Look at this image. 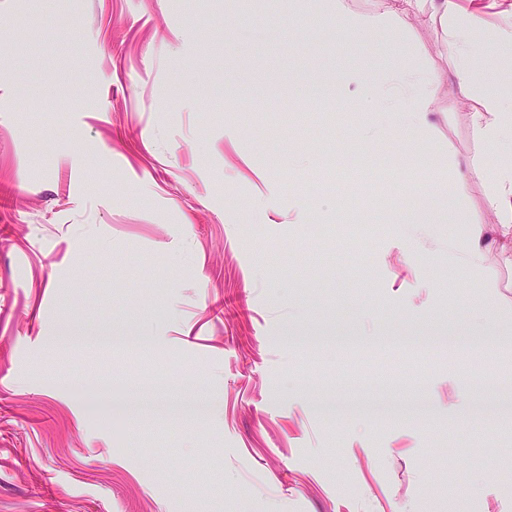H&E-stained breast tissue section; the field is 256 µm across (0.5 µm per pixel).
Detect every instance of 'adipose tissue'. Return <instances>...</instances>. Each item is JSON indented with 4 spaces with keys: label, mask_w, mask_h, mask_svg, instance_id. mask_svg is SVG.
Masks as SVG:
<instances>
[{
    "label": "adipose tissue",
    "mask_w": 512,
    "mask_h": 512,
    "mask_svg": "<svg viewBox=\"0 0 512 512\" xmlns=\"http://www.w3.org/2000/svg\"><path fill=\"white\" fill-rule=\"evenodd\" d=\"M373 12L350 9L346 0H321L322 15L343 32L357 36L372 28H400L406 19L424 13L432 28L442 30L448 61L455 77L458 96L471 100L467 121L480 144L479 152L467 155L458 164L448 199L462 202L472 188L481 187L486 208L494 223L475 224L469 231L463 261L472 272H480L492 254H512V164L490 166L483 147L500 145L512 135V92L499 85L474 79L475 43L471 30L459 19L455 0H377ZM442 85L439 71L409 68L390 72L381 80L355 85L354 90L375 106L379 122L405 115L411 132L432 125V116Z\"/></svg>",
    "instance_id": "adipose-tissue-1"
}]
</instances>
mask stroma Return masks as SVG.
<instances>
[{
    "mask_svg": "<svg viewBox=\"0 0 512 512\" xmlns=\"http://www.w3.org/2000/svg\"><path fill=\"white\" fill-rule=\"evenodd\" d=\"M512 86V0H457ZM428 62L430 131L341 92ZM423 15L0 0V512H512V262ZM430 221L415 224L417 207ZM448 190V201L462 203L479 186L486 208L495 216L494 224H475L469 231L463 253L466 267L478 273L492 254L507 256L512 251V164L492 167L482 150L467 155Z\"/></svg>",
    "mask_w": 512,
    "mask_h": 512,
    "instance_id": "stroma-1",
    "label": "stroma"
}]
</instances>
